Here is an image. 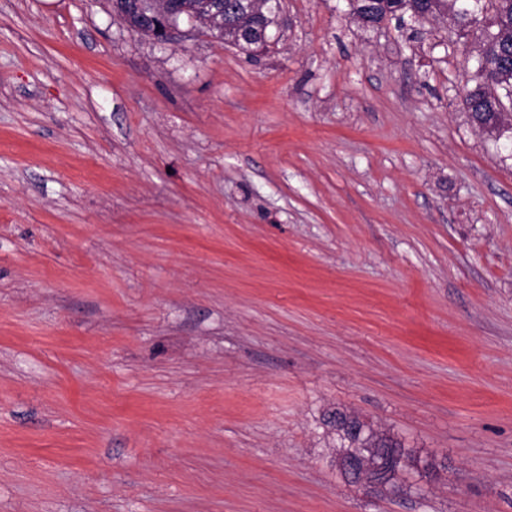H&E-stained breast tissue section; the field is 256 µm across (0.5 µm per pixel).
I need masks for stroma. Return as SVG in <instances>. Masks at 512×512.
I'll return each instance as SVG.
<instances>
[{
    "instance_id": "stroma-1",
    "label": "stroma",
    "mask_w": 512,
    "mask_h": 512,
    "mask_svg": "<svg viewBox=\"0 0 512 512\" xmlns=\"http://www.w3.org/2000/svg\"><path fill=\"white\" fill-rule=\"evenodd\" d=\"M282 7L245 51L0 0V512H512V141L453 25ZM354 419H356V417H348L345 414L336 412V434L341 440V448H344L339 457L341 466L343 457L352 455L355 452H361L362 450H366L365 454L369 455L372 454V448H391L399 462L402 463L403 461V466L406 465V459L409 458L407 455L405 456L404 448H401L400 444L390 437L376 434L371 429H369L366 436L360 437L357 433L353 432L352 422Z\"/></svg>"
}]
</instances>
